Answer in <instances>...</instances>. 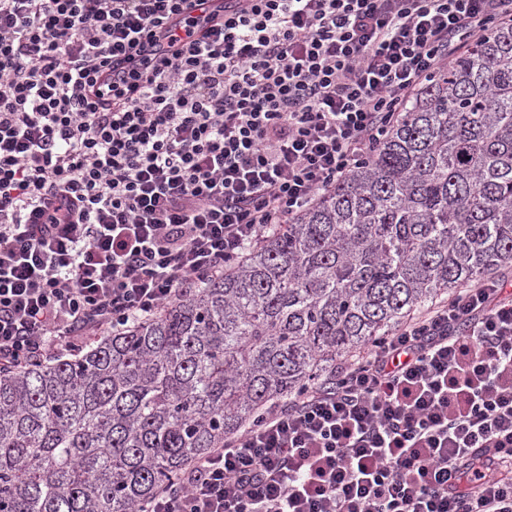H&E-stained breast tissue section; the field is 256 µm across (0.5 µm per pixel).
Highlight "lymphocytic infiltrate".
<instances>
[{
  "label": "lymphocytic infiltrate",
  "mask_w": 512,
  "mask_h": 512,
  "mask_svg": "<svg viewBox=\"0 0 512 512\" xmlns=\"http://www.w3.org/2000/svg\"><path fill=\"white\" fill-rule=\"evenodd\" d=\"M0 0V369L152 317L368 160L512 0ZM141 512H512V281L459 289Z\"/></svg>",
  "instance_id": "f902f5d3"
}]
</instances>
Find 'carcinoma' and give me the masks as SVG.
<instances>
[{"mask_svg":"<svg viewBox=\"0 0 512 512\" xmlns=\"http://www.w3.org/2000/svg\"><path fill=\"white\" fill-rule=\"evenodd\" d=\"M508 264L509 26L238 265L74 355L0 372V512H140L336 360Z\"/></svg>","mask_w":512,"mask_h":512,"instance_id":"carcinoma-1","label":"carcinoma"}]
</instances>
